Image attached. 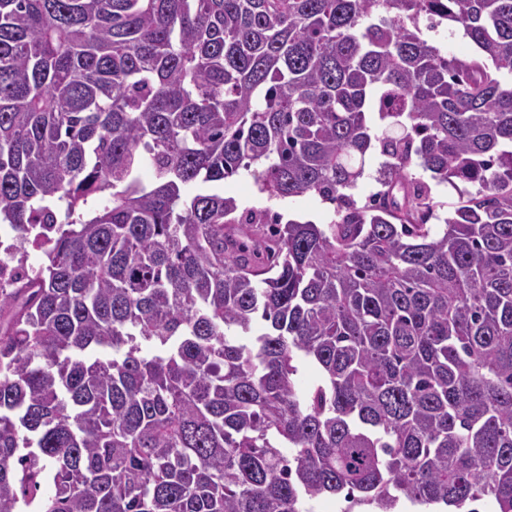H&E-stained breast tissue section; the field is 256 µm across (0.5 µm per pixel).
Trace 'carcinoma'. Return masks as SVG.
Returning <instances> with one entry per match:
<instances>
[{"label": "carcinoma", "instance_id": "carcinoma-1", "mask_svg": "<svg viewBox=\"0 0 512 512\" xmlns=\"http://www.w3.org/2000/svg\"><path fill=\"white\" fill-rule=\"evenodd\" d=\"M3 245L0 512H512V0H0ZM425 37L441 50L461 55L472 50L468 40H459L451 35L447 25L440 26L436 31H425ZM385 157L381 156L379 150H373L369 153L365 175L358 184V188L351 191L358 201H363L371 193L380 189L379 183L375 180L377 170L380 168ZM410 172L416 177H421L431 187L432 197L434 202L438 205L436 207V213L438 216L444 218L447 214L448 207L457 200V192L447 185L436 184L435 181L431 180L428 173H424L419 167L411 166ZM224 196L233 197L239 209H269L281 214L282 223L288 220L300 222L312 221L323 224L329 221L333 207L323 203L314 194H305L285 200H270L260 194L254 184L253 177L246 171L224 181Z\"/></svg>", "mask_w": 512, "mask_h": 512}]
</instances>
